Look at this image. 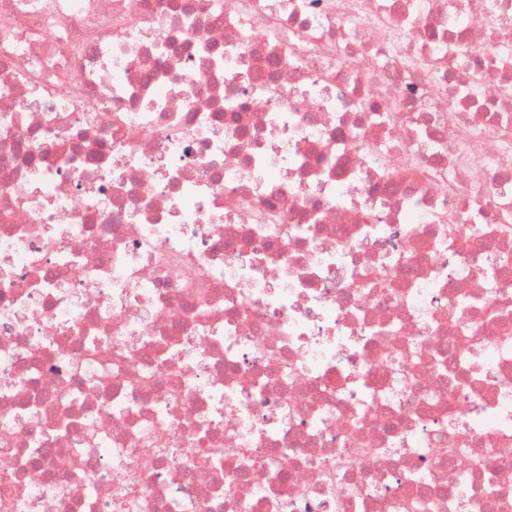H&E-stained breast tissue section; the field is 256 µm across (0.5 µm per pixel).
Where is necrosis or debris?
<instances>
[{"label": "necrosis or debris", "instance_id": "4bbe7bcc", "mask_svg": "<svg viewBox=\"0 0 512 512\" xmlns=\"http://www.w3.org/2000/svg\"><path fill=\"white\" fill-rule=\"evenodd\" d=\"M512 512V0H0V512Z\"/></svg>", "mask_w": 512, "mask_h": 512}]
</instances>
